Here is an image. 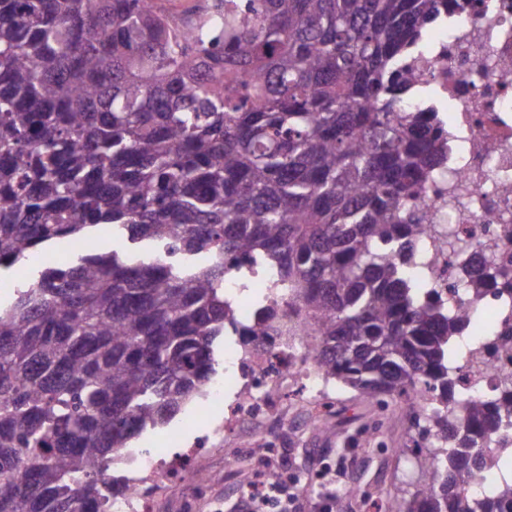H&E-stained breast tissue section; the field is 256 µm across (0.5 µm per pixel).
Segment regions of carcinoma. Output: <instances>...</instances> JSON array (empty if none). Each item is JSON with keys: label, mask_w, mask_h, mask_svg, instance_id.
Listing matches in <instances>:
<instances>
[{"label": "carcinoma", "mask_w": 512, "mask_h": 512, "mask_svg": "<svg viewBox=\"0 0 512 512\" xmlns=\"http://www.w3.org/2000/svg\"><path fill=\"white\" fill-rule=\"evenodd\" d=\"M474 0H217L189 25L151 0H0V272L99 226L136 254L45 264L0 302V512H112L110 473L215 373L233 326L274 348L293 314L312 360L371 405L397 399L429 449L386 512H504L465 491L512 416L499 397L458 410L441 284L409 273L429 234L418 202L448 160L435 113L398 102L403 59ZM277 270L286 308L236 325L224 279ZM512 281L487 265L475 294ZM433 400L421 410L414 393Z\"/></svg>", "instance_id": "1"}]
</instances>
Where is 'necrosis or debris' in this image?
Here are the masks:
<instances>
[{
    "mask_svg": "<svg viewBox=\"0 0 512 512\" xmlns=\"http://www.w3.org/2000/svg\"><path fill=\"white\" fill-rule=\"evenodd\" d=\"M467 14H453L440 35L412 52L419 64V81L405 98V108H434L448 126V161L437 168L420 191L421 205L431 223L470 240H483L484 226L497 237L482 249L487 260L512 262V79L499 73L512 63V0H477ZM473 250L445 254L422 238L415 251L414 269H435L441 280L455 286L448 297L450 313L471 316L487 312L491 322L484 330L468 326L457 344V367L469 362L472 345L500 340L512 334V292L490 289L473 295V274L468 263ZM225 372L244 385L237 416L267 423L280 417L283 386L298 380L314 401L320 400L325 381L310 358L304 337L277 344V356L267 360L260 351H234L225 360ZM512 371V357H489L478 383L462 388L463 399L492 401L498 398V381ZM192 452L166 464L140 455L125 497L112 502V512H156L154 485L196 479L190 467Z\"/></svg>",
    "mask_w": 512,
    "mask_h": 512,
    "instance_id": "necrosis-or-debris-1",
    "label": "necrosis or debris"
}]
</instances>
